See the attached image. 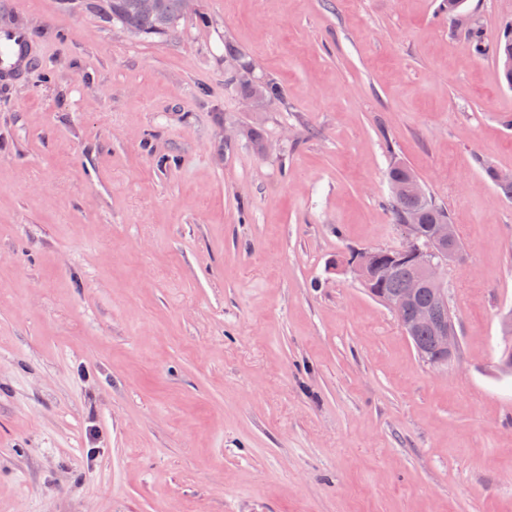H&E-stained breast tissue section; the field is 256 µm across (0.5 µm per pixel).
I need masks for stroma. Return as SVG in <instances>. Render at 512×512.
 Listing matches in <instances>:
<instances>
[{"label": "stroma", "instance_id": "obj_1", "mask_svg": "<svg viewBox=\"0 0 512 512\" xmlns=\"http://www.w3.org/2000/svg\"><path fill=\"white\" fill-rule=\"evenodd\" d=\"M440 2L196 0L144 38L0 0L34 57L0 80V512H512V200L481 167L512 173V89ZM243 61L285 104L245 109ZM394 157L462 239L445 371L336 266L398 242Z\"/></svg>", "mask_w": 512, "mask_h": 512}]
</instances>
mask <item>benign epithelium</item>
Instances as JSON below:
<instances>
[{
	"instance_id": "benign-epithelium-1",
	"label": "benign epithelium",
	"mask_w": 512,
	"mask_h": 512,
	"mask_svg": "<svg viewBox=\"0 0 512 512\" xmlns=\"http://www.w3.org/2000/svg\"><path fill=\"white\" fill-rule=\"evenodd\" d=\"M390 191L397 196H409L419 203L427 202V192L415 180L389 184ZM459 234L454 224H433L428 238H422L418 225H401V235L397 245L388 249L389 260L395 264L413 262L417 265L416 274L408 280L404 291L396 296L379 299L394 314L413 305L415 299L426 288L436 295V304L415 308L411 318L401 323L404 333L411 337L415 326L428 324L434 332V340L440 350L437 356L419 354L427 365L436 370H444L455 362L460 350V338L455 327L448 322V267L457 259Z\"/></svg>"
}]
</instances>
